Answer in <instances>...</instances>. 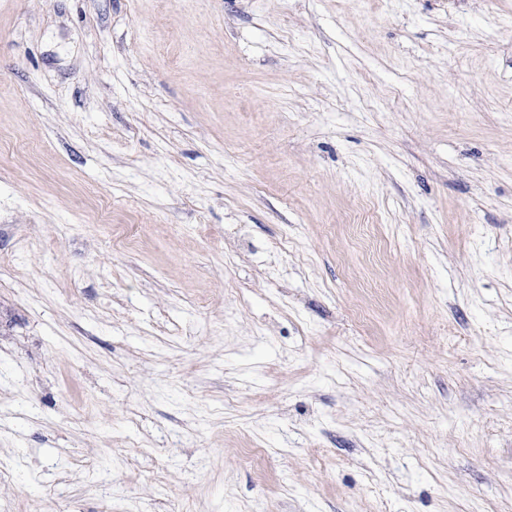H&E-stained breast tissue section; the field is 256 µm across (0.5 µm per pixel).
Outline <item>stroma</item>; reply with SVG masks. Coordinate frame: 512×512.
<instances>
[{"instance_id": "obj_1", "label": "stroma", "mask_w": 512, "mask_h": 512, "mask_svg": "<svg viewBox=\"0 0 512 512\" xmlns=\"http://www.w3.org/2000/svg\"><path fill=\"white\" fill-rule=\"evenodd\" d=\"M1 474L512 512V0H0Z\"/></svg>"}]
</instances>
